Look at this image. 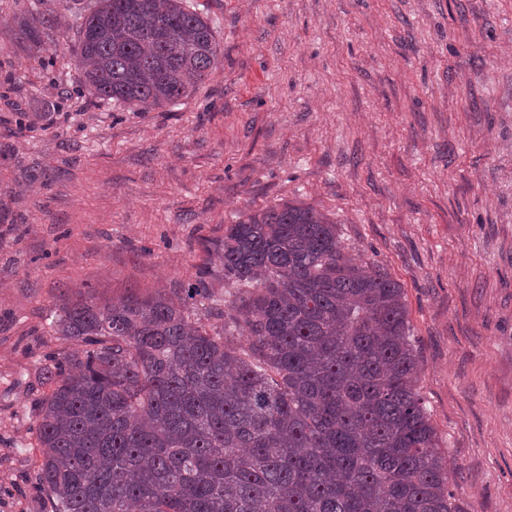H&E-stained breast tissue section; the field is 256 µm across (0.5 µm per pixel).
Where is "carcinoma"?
Returning a JSON list of instances; mask_svg holds the SVG:
<instances>
[{"label":"carcinoma","mask_w":512,"mask_h":512,"mask_svg":"<svg viewBox=\"0 0 512 512\" xmlns=\"http://www.w3.org/2000/svg\"><path fill=\"white\" fill-rule=\"evenodd\" d=\"M73 52L142 112L216 67L183 0H98ZM185 295L65 302L36 479L50 512H456L402 286L301 202L243 212ZM212 318L224 319L218 327Z\"/></svg>","instance_id":"cac0c4a2"}]
</instances>
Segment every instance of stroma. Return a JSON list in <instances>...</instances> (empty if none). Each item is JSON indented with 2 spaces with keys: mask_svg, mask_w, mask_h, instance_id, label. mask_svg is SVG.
<instances>
[{
  "mask_svg": "<svg viewBox=\"0 0 512 512\" xmlns=\"http://www.w3.org/2000/svg\"><path fill=\"white\" fill-rule=\"evenodd\" d=\"M189 2L218 65L141 112L91 95L66 43L97 0H0V512L47 509L57 304L204 266L223 293L209 249L287 201L401 284L457 512H512V0Z\"/></svg>",
  "mask_w": 512,
  "mask_h": 512,
  "instance_id": "35a3bbf8",
  "label": "stroma"
}]
</instances>
